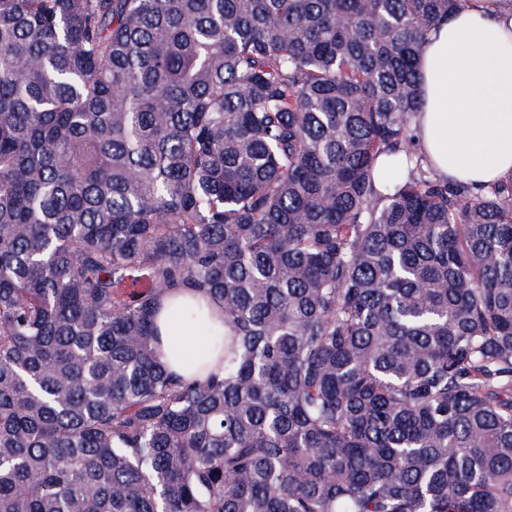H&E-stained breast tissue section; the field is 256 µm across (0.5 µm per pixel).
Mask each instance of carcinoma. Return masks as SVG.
I'll list each match as a JSON object with an SVG mask.
<instances>
[{
  "label": "carcinoma",
  "instance_id": "cac0c4a2",
  "mask_svg": "<svg viewBox=\"0 0 512 512\" xmlns=\"http://www.w3.org/2000/svg\"><path fill=\"white\" fill-rule=\"evenodd\" d=\"M463 2L0 0V512H512V179L412 134ZM170 310V308L166 307L161 323L164 349L173 363L178 365H173L172 367L185 374V369L194 368L211 346L208 345L206 348L205 345L199 346L196 343L189 342L184 322L175 316L171 318L169 315ZM171 342L177 347H172Z\"/></svg>",
  "mask_w": 512,
  "mask_h": 512
}]
</instances>
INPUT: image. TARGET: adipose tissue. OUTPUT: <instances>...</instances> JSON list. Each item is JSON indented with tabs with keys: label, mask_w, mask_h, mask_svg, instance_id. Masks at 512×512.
<instances>
[{
	"label": "adipose tissue",
	"mask_w": 512,
	"mask_h": 512,
	"mask_svg": "<svg viewBox=\"0 0 512 512\" xmlns=\"http://www.w3.org/2000/svg\"><path fill=\"white\" fill-rule=\"evenodd\" d=\"M423 107L417 143L437 177L488 188L512 178V16L468 4L436 25L420 56ZM165 352L194 368L205 347L164 317Z\"/></svg>",
	"instance_id": "adipose-tissue-1"
}]
</instances>
